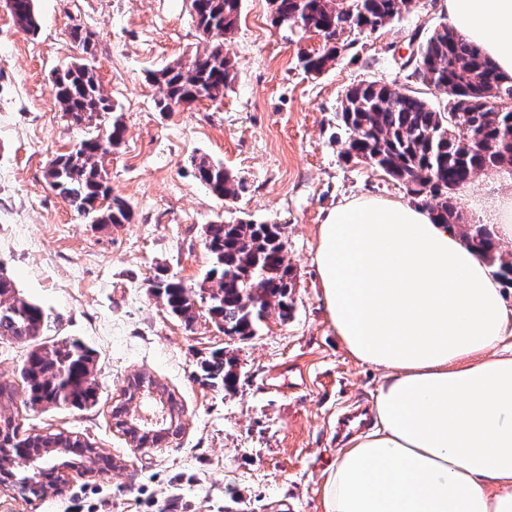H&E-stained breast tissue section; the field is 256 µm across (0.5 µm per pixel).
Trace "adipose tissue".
<instances>
[{"mask_svg":"<svg viewBox=\"0 0 512 512\" xmlns=\"http://www.w3.org/2000/svg\"><path fill=\"white\" fill-rule=\"evenodd\" d=\"M451 32L512 76V0H446ZM485 212L512 242V171ZM313 263L346 351L382 370L376 428L330 468L325 512H512V311L487 264L420 205L360 197Z\"/></svg>","mask_w":512,"mask_h":512,"instance_id":"adipose-tissue-1","label":"adipose tissue"}]
</instances>
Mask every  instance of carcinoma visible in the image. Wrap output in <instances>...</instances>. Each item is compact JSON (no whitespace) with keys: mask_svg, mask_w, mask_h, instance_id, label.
I'll list each match as a JSON object with an SVG mask.
<instances>
[{"mask_svg":"<svg viewBox=\"0 0 512 512\" xmlns=\"http://www.w3.org/2000/svg\"><path fill=\"white\" fill-rule=\"evenodd\" d=\"M16 23L34 34L38 30L34 0H17ZM197 29L202 35L233 31L240 17L241 0H198ZM411 0H365V13L350 15L342 9L329 15L321 11L314 22L326 23L339 32L347 28L382 25L401 15ZM222 43L214 42L203 54L183 65L176 63L150 73L162 86L157 105L173 112L180 102L217 101L224 98L236 79L235 65L221 54ZM422 67L409 77L434 87L452 86L456 94L437 109L416 92L395 83L372 81L351 87L344 98L351 110L340 112L350 131L345 155L367 159L376 168L402 183L418 204L428 208L439 224L461 227L455 187L478 173L512 164V109L497 110L481 101L493 89L512 99V77L501 74L474 44L462 37H448V28L434 30L419 45ZM336 57V45L300 56L303 69L320 70ZM479 71L485 83H474L470 75ZM55 99L72 124H86L93 115L102 117L93 130L76 141L69 151L49 161L55 166V191L78 214L101 218L103 224H129L132 212L121 198L112 195L102 174L99 156L121 145L126 127L111 99L93 75L65 68L54 83ZM195 177L219 199L233 200L242 184L224 169L201 158ZM206 245L213 267L205 281L212 286L195 290L179 281L157 276L150 288L163 300L169 313L189 325L205 307L209 319L224 335L252 339L263 330L270 309L288 317L293 269L278 224L234 220L213 222L205 227ZM465 242L492 268L494 275L512 285V258L499 252L493 233L483 224H471L462 232ZM47 316L38 305L16 297L11 280L0 275V337L27 343L46 327ZM200 377L211 385L232 387L237 375L233 362L215 352L200 366ZM26 403L32 407L68 405L83 409L97 401L94 356L75 339H63L49 347L28 351L20 369ZM169 417L165 426L175 435L180 428V406L173 393L166 396ZM63 433L28 435L12 415L0 412V461L17 456L23 448L30 454L58 443Z\"/></svg>","mask_w":512,"mask_h":512,"instance_id":"1","label":"carcinoma"}]
</instances>
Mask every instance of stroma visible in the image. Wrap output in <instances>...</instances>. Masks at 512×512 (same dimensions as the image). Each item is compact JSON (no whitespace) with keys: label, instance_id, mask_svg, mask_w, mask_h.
Returning <instances> with one entry per match:
<instances>
[{"label":"stroma","instance_id":"stroma-1","mask_svg":"<svg viewBox=\"0 0 512 512\" xmlns=\"http://www.w3.org/2000/svg\"><path fill=\"white\" fill-rule=\"evenodd\" d=\"M40 29L24 31L0 9V270L21 298L51 317L44 340L76 338L93 352V407L30 409L17 394L9 411L31 433L65 432L100 448L112 468L72 476L65 489L28 502L0 489V512H323V487L340 447L343 406L373 404L380 369L344 348L328 319L311 263L318 226L336 205L361 197L406 199L382 170L346 159L338 113L347 89L407 83L410 39L446 24L444 0H412L375 33L349 29L338 62L304 72L306 36L284 40L269 0H242L226 47L232 90L215 102L160 112L149 72L206 46L190 0H35ZM93 34L89 50L73 28ZM83 61L122 113V147L101 156L113 195L132 223L92 224L47 185L49 159L86 129L63 116L55 73ZM223 165L245 184L236 200L213 196L190 160ZM282 227L295 275L293 310H271L260 336L218 331L207 315H170L148 281L164 272L199 287L212 265L202 228L216 216ZM233 358L239 383L227 392L200 377L213 351ZM153 377L181 405L182 432L169 443L131 447L112 406L129 381Z\"/></svg>","mask_w":512,"mask_h":512}]
</instances>
